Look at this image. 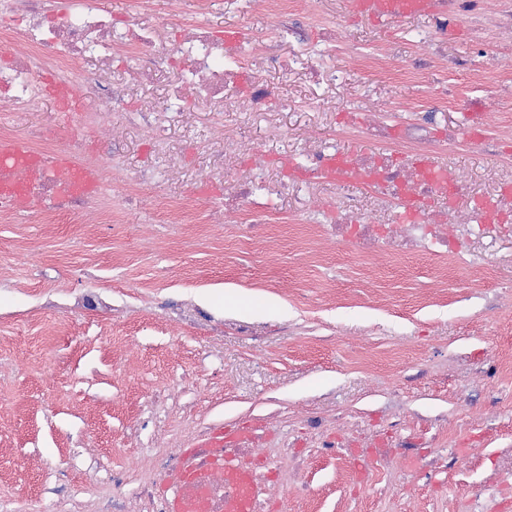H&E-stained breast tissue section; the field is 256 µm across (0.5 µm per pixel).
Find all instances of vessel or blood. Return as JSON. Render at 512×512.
<instances>
[{
  "mask_svg": "<svg viewBox=\"0 0 512 512\" xmlns=\"http://www.w3.org/2000/svg\"><path fill=\"white\" fill-rule=\"evenodd\" d=\"M425 0H351V11L372 24H388L417 14ZM39 156L26 140L12 138L0 141V165L23 170L38 164ZM56 163L67 170L74 186L93 190L100 182L79 166L68 154H59ZM247 427H224L215 423L201 437L188 441L181 451V464L170 480L169 512H210L205 485L209 478L223 477L225 483L235 487L236 493L224 502V512H251V478L225 455L230 444L247 440Z\"/></svg>",
  "mask_w": 512,
  "mask_h": 512,
  "instance_id": "b4317fda",
  "label": "vessel or blood"
}]
</instances>
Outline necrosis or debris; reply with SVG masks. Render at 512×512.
Returning <instances> with one entry per match:
<instances>
[{
	"label": "necrosis or debris",
	"instance_id": "1",
	"mask_svg": "<svg viewBox=\"0 0 512 512\" xmlns=\"http://www.w3.org/2000/svg\"><path fill=\"white\" fill-rule=\"evenodd\" d=\"M273 37L256 36L247 28L226 35L214 31L204 21L185 23L177 41H159L156 25L134 19L119 26L100 8L99 0H75L68 9L58 0H0V104L28 108L41 102L45 81L54 78L57 95L94 96L100 110L83 120L75 148L100 138V115L123 108L131 87L147 81L158 67H166L174 81L173 92L191 91L202 105L223 111L237 102L256 112H269L281 96L259 74L260 68H288L305 72L313 82L335 86V73L319 60L333 52L334 39L319 45L303 43L289 54L278 49L280 42L295 31L299 22L290 17L286 0L277 9ZM467 20L476 35L487 27L512 31V0H501L494 14H487L486 0H441L434 23L417 42L420 58L441 51L455 20ZM141 57L140 68L126 85H115L105 78L113 54ZM435 107L418 112L404 123L397 137L386 140L377 153L365 156L345 153L327 142L304 150V165L288 163L270 176L264 161L258 160L234 189L251 200L250 212L264 222L272 213L253 203L256 191L300 193L304 185L321 180L356 181L362 197L343 201V222L336 227L339 241L355 242L359 251L377 250L392 257L427 248L435 257L448 259L472 253L468 227L459 236L439 234L441 225L453 219L450 213L414 215L398 236H382L400 207L412 200L463 197L468 193L466 176L445 159L446 153L467 147L471 138L449 134L435 135ZM59 138L57 130L36 131L29 145L41 157L37 178L28 182L24 198H0V216L38 206L40 216L80 215L104 219L106 202L112 195L111 181H103L99 193L81 196L68 193V177L58 168L53 155ZM494 163L497 177L486 190L487 201L479 220L482 225L500 229L512 225V156L498 154ZM445 414L411 417L405 407L385 413L383 424L374 429L363 417L340 411L328 419L318 408L309 409L299 424L283 421L262 424L252 430L249 442L229 447L230 457L249 471L254 485L253 512H288V503L302 486L304 453L320 457L348 459L359 475V485L376 489L375 477L393 472L399 481L423 482L433 496L460 490L459 476L477 468L480 459L458 447L456 439L441 440L437 434ZM174 452L156 454L149 469L154 480L139 484L132 497L103 496L98 512H130L128 503L146 501L148 512H167L166 501L157 488L158 479L176 467ZM512 500V446L498 451V464L486 478L482 492L463 497L462 512H500Z\"/></svg>",
	"mask_w": 512,
	"mask_h": 512
}]
</instances>
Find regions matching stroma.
<instances>
[{
  "label": "stroma",
  "instance_id": "35a3bbf8",
  "mask_svg": "<svg viewBox=\"0 0 512 512\" xmlns=\"http://www.w3.org/2000/svg\"><path fill=\"white\" fill-rule=\"evenodd\" d=\"M122 22L139 12L162 20L161 38L176 36L172 14L191 18L196 0H100ZM308 37L336 30L339 50L328 63L340 85L314 86L301 73L265 70L287 96L274 112L216 114L184 104L160 127L126 124L109 115L106 149L118 150L123 168L112 184V220L86 223L20 213L0 220V501L28 484L50 479L45 512H95L96 492L112 489L111 474L130 486L149 477L142 458L183 447L189 426L224 422L253 426L277 413L297 421L310 408L335 415L345 407L381 423L388 384L420 366L427 375L407 384L410 410H452L462 392L448 368L457 352L480 365L496 357L498 386L512 390V298L500 281L512 279V238L479 246L476 261L438 262L422 255L360 257L331 239L290 195L274 197L280 222L251 227L225 222L209 201L224 187L209 184L213 140L230 135L238 169L253 152L277 164L297 145L329 139L344 151L370 155L380 138L340 135L351 108L364 105L389 125L394 112L443 102L441 130L478 127L473 104L496 88L502 109L487 115L489 133L512 151V68L497 62L461 72L448 68L473 51L476 39L459 22L445 51L411 75L395 66L416 51L430 13L381 29L353 19L346 0H293ZM218 30L246 26L270 33L273 15L263 0H237L209 16ZM86 98L80 112L59 111L52 101L0 112V128L26 137L39 126L61 135L68 151L83 114L97 111ZM171 141L176 164L160 188L161 207H179L176 223L127 210L121 185L155 162L156 139ZM454 164L468 174L471 195L454 202L466 218L474 196L489 181L493 160L479 148L460 151ZM249 334H240V326ZM193 374L206 400L170 390L177 374ZM460 438L482 451L481 467L463 486L482 491L494 470L495 448L479 430ZM309 490L288 512H456L455 496L433 499L426 487L392 482L383 495L349 493L356 477L346 459L310 461Z\"/></svg>",
  "mask_w": 512,
  "mask_h": 512
}]
</instances>
